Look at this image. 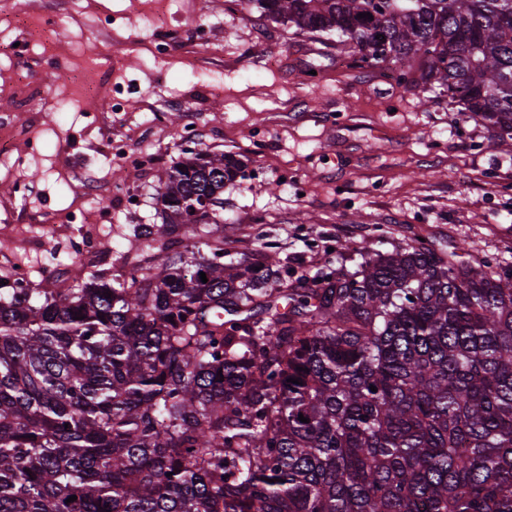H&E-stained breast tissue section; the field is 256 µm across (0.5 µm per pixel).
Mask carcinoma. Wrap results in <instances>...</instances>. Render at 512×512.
Segmentation results:
<instances>
[{
  "instance_id": "cac0c4a2",
  "label": "carcinoma",
  "mask_w": 512,
  "mask_h": 512,
  "mask_svg": "<svg viewBox=\"0 0 512 512\" xmlns=\"http://www.w3.org/2000/svg\"><path fill=\"white\" fill-rule=\"evenodd\" d=\"M250 2L512 147V0ZM184 154L163 251L247 167ZM208 249L0 284V512H512V268L415 240L272 288Z\"/></svg>"
}]
</instances>
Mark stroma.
Wrapping results in <instances>:
<instances>
[{
	"instance_id": "stroma-1",
	"label": "stroma",
	"mask_w": 512,
	"mask_h": 512,
	"mask_svg": "<svg viewBox=\"0 0 512 512\" xmlns=\"http://www.w3.org/2000/svg\"><path fill=\"white\" fill-rule=\"evenodd\" d=\"M27 2L59 21L55 58L0 54V115L23 100L42 114L13 135L26 163L0 167V257L25 265L31 287L56 267L72 269L59 287L75 288L104 268L156 263L160 251L139 228L162 226L156 188L187 147L247 157L245 177L224 189V247L276 255L293 275L313 277L347 245L389 251L417 238L442 249L465 240L491 268L512 267V152L493 147L446 98L377 81L335 40L257 20L245 2ZM157 12L171 39L161 58L148 48L146 19ZM312 70L319 78L310 83ZM87 79L97 84L90 94ZM113 97L124 101L121 114L106 109ZM111 137L155 153L157 166L108 163ZM31 179L40 193L15 198L13 185ZM97 185L137 197L130 212L88 213L110 251L104 263L75 258L76 226L53 221Z\"/></svg>"
}]
</instances>
